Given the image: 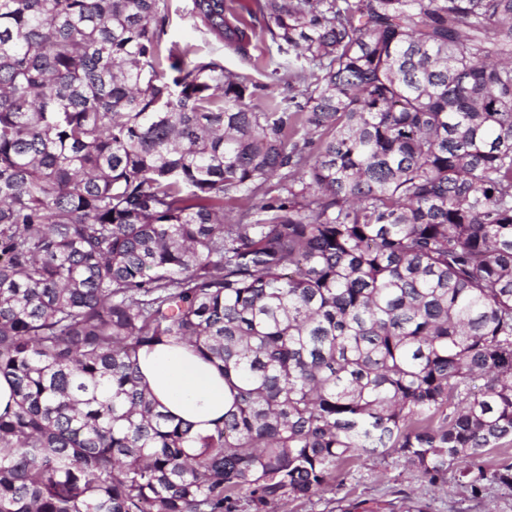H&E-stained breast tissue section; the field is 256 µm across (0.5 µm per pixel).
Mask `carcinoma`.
<instances>
[{
  "label": "carcinoma",
  "instance_id": "1",
  "mask_svg": "<svg viewBox=\"0 0 512 512\" xmlns=\"http://www.w3.org/2000/svg\"><path fill=\"white\" fill-rule=\"evenodd\" d=\"M258 13L302 104L170 0H0V512H269L392 454L512 489V0H191L243 57ZM180 344L205 435L142 384ZM172 25L168 28L167 38L178 42L181 46L193 45L201 53L215 52L223 58L224 68L236 74L240 80L248 85L256 84L267 86L262 93L273 94L277 97L296 96L297 101L304 102L300 95L304 89L303 84H294V89L288 91L284 82H273L270 78L271 70L283 57L277 52L276 46L271 43L269 37L254 42L255 48H251L252 60L242 59L233 52L224 49L219 50L217 46L207 44L204 35L199 32L189 14L190 0H171ZM259 57V60L255 59ZM142 382L160 404V409L195 423L205 433L224 416L229 398L224 375L197 356L191 347L158 346L141 351Z\"/></svg>",
  "mask_w": 512,
  "mask_h": 512
}]
</instances>
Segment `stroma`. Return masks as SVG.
<instances>
[{"label":"stroma","instance_id":"1","mask_svg":"<svg viewBox=\"0 0 512 512\" xmlns=\"http://www.w3.org/2000/svg\"><path fill=\"white\" fill-rule=\"evenodd\" d=\"M191 0H171L172 24L169 40L191 45L200 52L211 49L189 14ZM224 67L246 84L265 86L267 93L287 95L285 83L274 82L272 69L281 57L270 39L258 40L250 59L222 51ZM418 501L424 512H512V489L495 484L472 496L457 477L437 486L422 485L416 472L397 458L370 457L354 460L346 467L342 483H333L309 498L291 499L275 506L274 512H403L408 501Z\"/></svg>","mask_w":512,"mask_h":512}]
</instances>
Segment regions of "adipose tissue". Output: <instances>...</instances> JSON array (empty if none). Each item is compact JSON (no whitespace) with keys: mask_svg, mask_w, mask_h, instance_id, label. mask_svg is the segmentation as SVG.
<instances>
[{"mask_svg":"<svg viewBox=\"0 0 512 512\" xmlns=\"http://www.w3.org/2000/svg\"><path fill=\"white\" fill-rule=\"evenodd\" d=\"M139 364L143 384L164 412L194 422L196 430L203 433L223 417L229 398L224 376L191 347L144 350Z\"/></svg>","mask_w":512,"mask_h":512,"instance_id":"obj_1","label":"adipose tissue"}]
</instances>
